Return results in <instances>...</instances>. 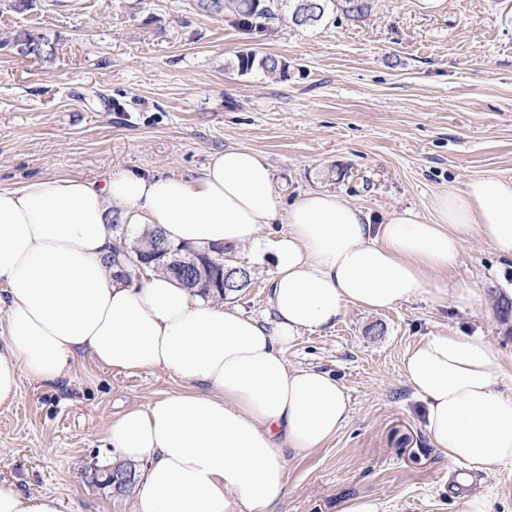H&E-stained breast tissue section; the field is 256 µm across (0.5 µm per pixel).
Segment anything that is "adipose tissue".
<instances>
[{
	"label": "adipose tissue",
	"mask_w": 512,
	"mask_h": 512,
	"mask_svg": "<svg viewBox=\"0 0 512 512\" xmlns=\"http://www.w3.org/2000/svg\"><path fill=\"white\" fill-rule=\"evenodd\" d=\"M430 217L406 209L380 223L336 194L281 209L267 158L213 154L198 176L114 171L102 181L39 177L0 185V406L21 376L62 379L81 350L118 372L163 368L212 392L175 393L112 420L105 442L139 467L136 512H269L287 486L286 450L335 436L349 398L329 373L288 370L283 348L336 323L347 306L395 308L427 292L473 237L512 258V178H471L435 194ZM161 228L176 246L270 252L274 318L225 309L173 277H113L114 223ZM286 224L264 240L265 224ZM427 406L426 429L449 461L512 465V370L480 336L437 331L404 358Z\"/></svg>",
	"instance_id": "1"
}]
</instances>
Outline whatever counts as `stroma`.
Segmentation results:
<instances>
[{
	"mask_svg": "<svg viewBox=\"0 0 512 512\" xmlns=\"http://www.w3.org/2000/svg\"><path fill=\"white\" fill-rule=\"evenodd\" d=\"M43 37L50 57L20 52ZM271 55L285 74H241L237 56ZM247 148L268 159L282 206L330 191L372 219L430 213L437 191L473 177H512V0H374L364 20L335 14L314 28L215 15L200 0H0V184L34 177L102 180L115 169L197 176L211 154ZM249 283L230 309L268 321L275 265L226 249ZM430 282L464 284L467 305L424 294L385 311L347 306L334 327L286 348L288 369L329 372L349 416L322 447L287 452L274 512H342L352 498L385 512H461L487 495L512 512V465L465 473L425 430V405L403 358L451 329L491 342L512 369V259L469 239ZM208 385L157 368L115 372L89 353L56 382L22 377L0 407V483L52 494L62 512H134L133 494L89 483L93 462L121 461L103 437L132 406ZM466 486H457L460 474Z\"/></svg>",
	"mask_w": 512,
	"mask_h": 512,
	"instance_id": "stroma-1",
	"label": "stroma"
}]
</instances>
